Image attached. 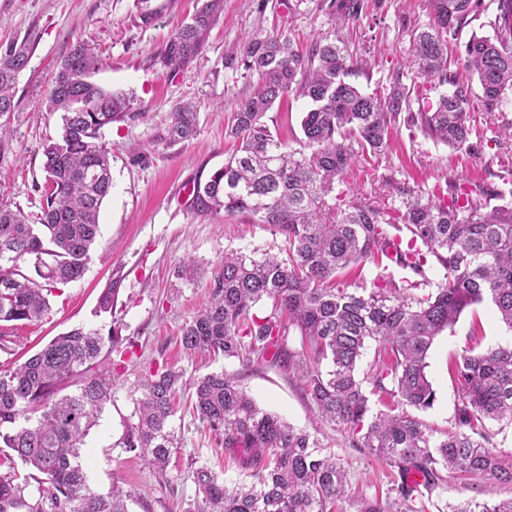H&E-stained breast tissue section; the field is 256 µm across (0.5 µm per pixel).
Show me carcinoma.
<instances>
[{"instance_id":"obj_1","label":"carcinoma","mask_w":512,"mask_h":512,"mask_svg":"<svg viewBox=\"0 0 512 512\" xmlns=\"http://www.w3.org/2000/svg\"><path fill=\"white\" fill-rule=\"evenodd\" d=\"M433 23L416 34L418 69L440 86L448 77V37L477 0H424ZM224 0H202L158 53L173 72L203 51ZM496 38L472 35L464 46L487 110L512 93V0H498ZM35 43L14 39L0 49V118L19 106L15 84ZM244 78L256 79L236 104L228 136L237 143L220 168L200 169L189 201L192 213L242 217L284 237L278 254L227 252L211 281L205 306L177 336L184 352L222 355L244 370L264 363L295 373L321 421L343 428L351 448L397 464L395 497L363 500L358 512H393L413 498L406 474H421L430 491L442 472L512 484V463L490 449L486 422L512 424V345L462 350L454 365V428L435 441L408 412L436 401L428 353L437 336L463 311L489 299L512 329V205L489 206V188L456 178L427 199L401 190L402 207L336 197L354 159L353 144L383 154L399 117L423 136L453 149L472 147L465 110L469 91L456 85L434 104L413 108L409 89L395 79L385 97L348 80L368 73V62L327 34L301 50L286 33H253L242 43ZM100 60L76 44L57 65L47 99L61 113L62 132L42 145L46 173L41 212L30 219L0 202V323L34 322L49 311L59 286L83 278L99 234V213L112 187L109 153L98 130L139 116L132 100L92 80ZM290 93L309 99L301 121L304 147L291 148L264 121L274 102ZM197 132L196 107L171 113L163 139L184 141ZM407 239L393 263L408 277L370 289L337 282L347 269L381 266L389 242ZM32 264L36 277L21 265ZM443 271L434 281L428 272ZM118 282L99 297L112 313ZM271 311L252 313L261 301ZM298 337L300 349L288 345ZM119 336L73 328L20 364L0 365V512H128L130 495L95 494L81 462L83 440L111 401L112 379L102 369ZM374 347L369 369L360 371ZM183 372L167 367L144 383L132 424L117 446L164 472L178 439L172 421L183 398ZM191 407L216 444L249 481L228 487L207 467L192 471L196 497L186 512H333L349 493L347 472L323 452L319 439L261 409L241 388L238 374L212 372L191 385ZM385 405L373 411L370 396ZM26 467L20 472L16 461ZM454 512H512V498L468 502Z\"/></svg>"}]
</instances>
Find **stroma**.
<instances>
[{"instance_id":"stroma-1","label":"stroma","mask_w":512,"mask_h":512,"mask_svg":"<svg viewBox=\"0 0 512 512\" xmlns=\"http://www.w3.org/2000/svg\"><path fill=\"white\" fill-rule=\"evenodd\" d=\"M153 3L158 14L145 26L138 22L134 0H0V44L27 33L35 40L28 66L18 77L20 104L10 117V136L0 160V202L18 206L28 215L41 209L45 181L41 145L62 131L59 114L47 112L45 103L57 63L75 44H84L100 58L94 81L132 95L133 109L139 114L138 119L104 130L112 191L101 207L100 236L84 277L52 298V310L44 320L17 327L21 347L12 356L0 352V364L34 352L75 326L105 336L114 331L122 337L121 351L112 355V401L85 439V460L95 492L104 494L119 486L137 495L131 512H184L196 495L192 471L200 466L228 482L241 478L227 456L218 453L208 429L188 413L174 418L180 446L166 473L118 448L119 439L135 421L144 381L162 366L182 369L188 380L221 370L238 374L242 388L260 408L315 432L325 452L336 455L351 489L336 508L358 512L361 500L390 493L397 468L348 447L344 430L318 422L311 400L284 369L262 365L244 373L235 360L204 354L190 357L177 344L180 326L205 303L212 274L225 252H274L283 244L282 236L264 224L192 215L182 188L200 166L221 167L233 149L227 126L238 100L250 93L251 86L230 60L239 55L246 36L258 30L267 34L288 30L308 44L337 32L351 53L371 64L368 75L352 77L364 92L386 96L398 79L421 102L432 104L441 89L419 72L412 57V39L429 26L431 16L421 0H361L357 20L336 30L333 0H224V12L202 53L174 74L157 61L156 54L171 31L193 13L196 0ZM497 6V0H479L456 40L449 43L455 55L450 73L472 87L467 106L474 125L472 149H453L401 122L383 155L356 156L337 192L396 206L399 189L407 187L428 197L452 176L469 186L495 189L503 203H512V95L499 109L486 111L477 79L460 59L471 35L495 36ZM186 102L198 112L195 136L164 141L170 112ZM307 108L306 98L292 94L277 101L265 121L295 148L303 138L301 120ZM189 258L197 272L185 277L180 269ZM113 278L119 281V295L114 314L107 315L99 312L98 299ZM474 340L483 348L512 340L491 302L466 309L454 329L432 345L428 373L437 399L418 417L434 439L445 438L454 427L453 364ZM491 496L511 497L512 486L454 473L412 506L415 512H450L453 505Z\"/></svg>"}]
</instances>
